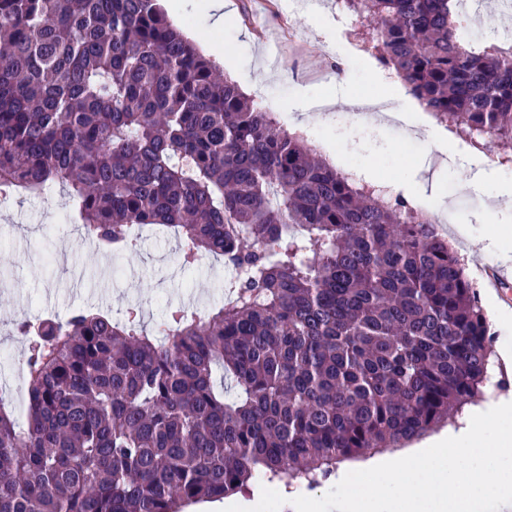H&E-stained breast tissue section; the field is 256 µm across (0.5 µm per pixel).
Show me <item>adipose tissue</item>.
<instances>
[{
  "mask_svg": "<svg viewBox=\"0 0 512 512\" xmlns=\"http://www.w3.org/2000/svg\"><path fill=\"white\" fill-rule=\"evenodd\" d=\"M324 503L301 488L290 512H512V395L470 407L458 424L400 456H371L336 472Z\"/></svg>",
  "mask_w": 512,
  "mask_h": 512,
  "instance_id": "obj_1",
  "label": "adipose tissue"
}]
</instances>
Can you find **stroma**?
<instances>
[{
	"label": "stroma",
	"mask_w": 512,
	"mask_h": 512,
	"mask_svg": "<svg viewBox=\"0 0 512 512\" xmlns=\"http://www.w3.org/2000/svg\"><path fill=\"white\" fill-rule=\"evenodd\" d=\"M232 14L222 30L209 26L203 0H184L172 23L201 50L218 46L219 64L258 108L273 113L288 131L302 130L318 154L337 156L338 169L355 165L361 176L393 183L404 197L418 193L442 217L441 234L457 252L477 301L490 290L489 271L512 276L486 251L500 225H512V211L490 213L484 190L466 193L464 185L482 169L488 186L512 187V155L497 144L472 145L453 136L429 112L414 113L425 131L410 127L355 125L346 115L352 103L380 95L392 70L366 50V27L345 0H324L314 9L294 0H230ZM277 31L281 62L270 66L263 36ZM454 138L457 153L444 163L433 137ZM465 225L469 237L457 239ZM171 232L144 233L134 252L108 256L83 245L69 199L61 188L41 197L14 199L0 208V389L25 391L26 343L15 332L21 318H67L77 308H94L122 319L129 304H140L145 326L162 321L172 305L203 313L224 301V264L216 259L191 269L176 263Z\"/></svg>",
	"instance_id": "35a3bbf8"
}]
</instances>
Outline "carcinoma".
I'll return each mask as SVG.
<instances>
[{
    "label": "carcinoma",
    "mask_w": 512,
    "mask_h": 512,
    "mask_svg": "<svg viewBox=\"0 0 512 512\" xmlns=\"http://www.w3.org/2000/svg\"><path fill=\"white\" fill-rule=\"evenodd\" d=\"M437 118L512 147V45L459 39L462 0H347ZM159 0H0V196H69L112 253L169 229L232 272L149 332L78 309L16 324L28 417L0 405V512H185L308 488L470 403L489 325L427 214L336 170L257 108Z\"/></svg>",
    "instance_id": "carcinoma-1"
}]
</instances>
